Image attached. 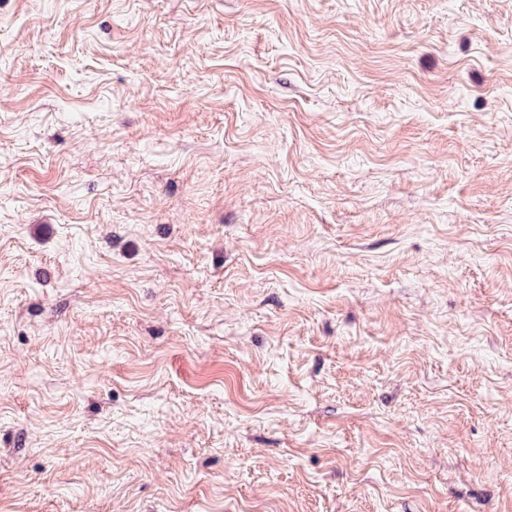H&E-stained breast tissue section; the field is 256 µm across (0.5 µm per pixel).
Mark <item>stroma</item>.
I'll return each instance as SVG.
<instances>
[{"instance_id": "35a3bbf8", "label": "stroma", "mask_w": 512, "mask_h": 512, "mask_svg": "<svg viewBox=\"0 0 512 512\" xmlns=\"http://www.w3.org/2000/svg\"><path fill=\"white\" fill-rule=\"evenodd\" d=\"M0 512H512V0H0Z\"/></svg>"}]
</instances>
